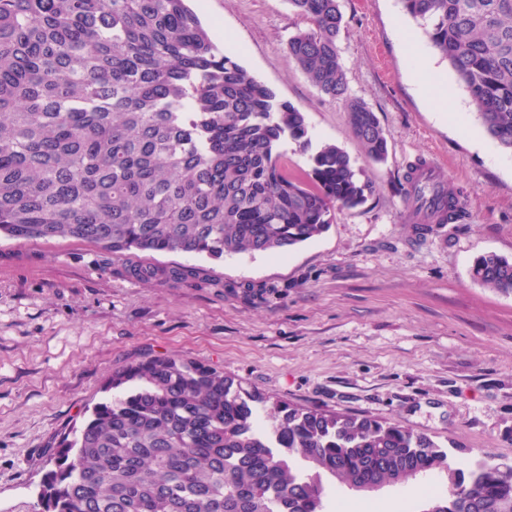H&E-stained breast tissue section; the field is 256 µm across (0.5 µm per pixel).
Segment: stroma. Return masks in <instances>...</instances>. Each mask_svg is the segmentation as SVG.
<instances>
[{
    "mask_svg": "<svg viewBox=\"0 0 512 512\" xmlns=\"http://www.w3.org/2000/svg\"><path fill=\"white\" fill-rule=\"evenodd\" d=\"M217 44L305 115L313 145L348 153L372 187L323 234L279 256L215 261L112 255L71 239L0 241V512H42L52 448L79 429L114 371L147 356L203 363L288 404L370 416L471 458L512 463V297L474 281V260L512 258V154L478 146L468 92L400 0H340L347 96L314 87L286 46L308 29L288 0H191ZM450 87L460 133L434 111L410 64ZM376 112L388 141L369 160L348 103ZM432 160L465 218H405L407 172ZM193 268L171 281L134 268ZM420 480L360 493L348 512H420Z\"/></svg>",
    "mask_w": 512,
    "mask_h": 512,
    "instance_id": "35a3bbf8",
    "label": "stroma"
}]
</instances>
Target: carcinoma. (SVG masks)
Returning <instances> with one entry per match:
<instances>
[{
  "instance_id": "1",
  "label": "carcinoma",
  "mask_w": 512,
  "mask_h": 512,
  "mask_svg": "<svg viewBox=\"0 0 512 512\" xmlns=\"http://www.w3.org/2000/svg\"><path fill=\"white\" fill-rule=\"evenodd\" d=\"M310 28L288 56L326 96H345L340 0H288ZM469 94L486 135L512 153V0H402ZM365 154L385 159L375 112L349 103ZM311 147L304 114L224 54L188 0H0V240L73 238L222 260L283 254L365 201L334 144L308 182L281 147ZM429 224L463 217L459 197L409 182ZM146 279L187 270L140 268ZM473 280L512 296V258L485 254ZM73 437L50 455L43 512H343L322 474L351 490L445 475L422 512H512V463L452 462L429 435L303 408L177 357L112 374Z\"/></svg>"
}]
</instances>
